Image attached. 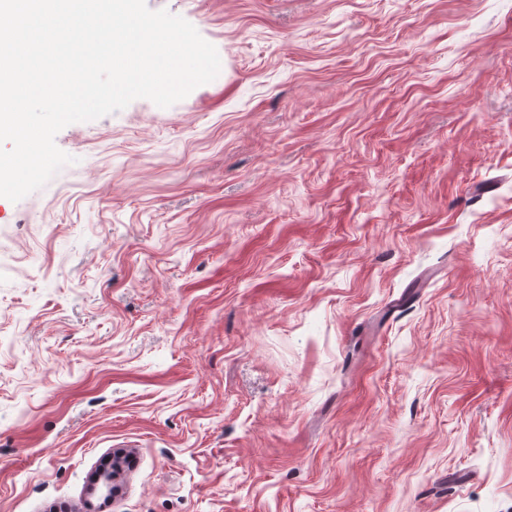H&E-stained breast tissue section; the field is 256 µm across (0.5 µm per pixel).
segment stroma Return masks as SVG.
Instances as JSON below:
<instances>
[{"label": "stroma", "instance_id": "obj_1", "mask_svg": "<svg viewBox=\"0 0 512 512\" xmlns=\"http://www.w3.org/2000/svg\"><path fill=\"white\" fill-rule=\"evenodd\" d=\"M145 2L221 70L0 198V512H512V0Z\"/></svg>", "mask_w": 512, "mask_h": 512}]
</instances>
